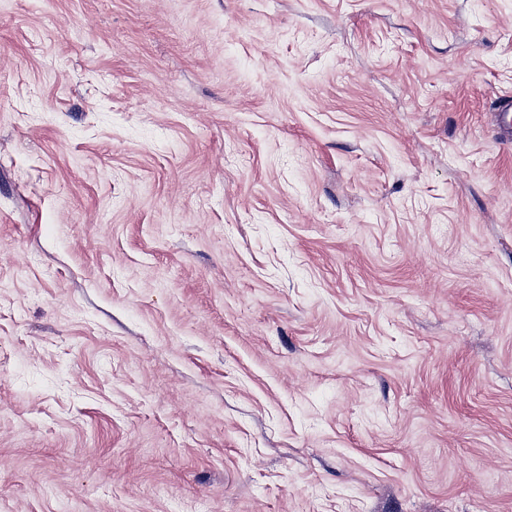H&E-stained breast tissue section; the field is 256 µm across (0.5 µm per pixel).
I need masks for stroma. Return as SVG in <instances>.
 Wrapping results in <instances>:
<instances>
[{
    "label": "stroma",
    "mask_w": 512,
    "mask_h": 512,
    "mask_svg": "<svg viewBox=\"0 0 512 512\" xmlns=\"http://www.w3.org/2000/svg\"><path fill=\"white\" fill-rule=\"evenodd\" d=\"M512 0H0V512H512Z\"/></svg>",
    "instance_id": "stroma-1"
}]
</instances>
